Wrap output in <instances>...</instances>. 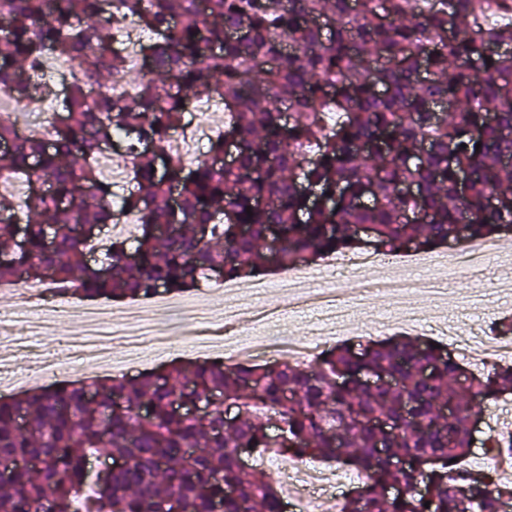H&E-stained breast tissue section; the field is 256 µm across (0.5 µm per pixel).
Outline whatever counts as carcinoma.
Wrapping results in <instances>:
<instances>
[{
  "instance_id": "1",
  "label": "carcinoma",
  "mask_w": 512,
  "mask_h": 512,
  "mask_svg": "<svg viewBox=\"0 0 512 512\" xmlns=\"http://www.w3.org/2000/svg\"><path fill=\"white\" fill-rule=\"evenodd\" d=\"M128 16L153 37L140 45L144 70L131 74L134 101L119 103L108 82L128 71L114 47ZM1 20L10 31L0 37V89L17 104L46 89L45 64L59 53L77 76L50 139L0 117V283L136 300L193 288L217 267L243 279L367 245L436 249L463 218L469 240L512 234V190L502 186L512 0H0ZM202 98L224 101V132L187 169L172 143ZM113 140L132 185L122 208L139 224L92 265L86 252L113 219L112 182L98 168ZM231 142L236 165L216 168ZM404 185L417 195H402ZM364 224L370 242L356 233ZM461 370L446 347L394 336L330 346L306 366L211 360L0 398V468L12 467L0 512H286L270 477L241 466V448L363 474L341 512H502L512 490L489 491L463 461L474 394L496 399L512 366L470 372L465 386ZM368 372L396 384L369 385ZM214 396L222 401L204 420L173 412ZM382 417L391 432L374 425ZM381 443L411 459L406 471L379 456ZM100 456L121 465L95 471ZM392 482L409 493L387 497ZM227 486L234 497L224 498Z\"/></svg>"
}]
</instances>
